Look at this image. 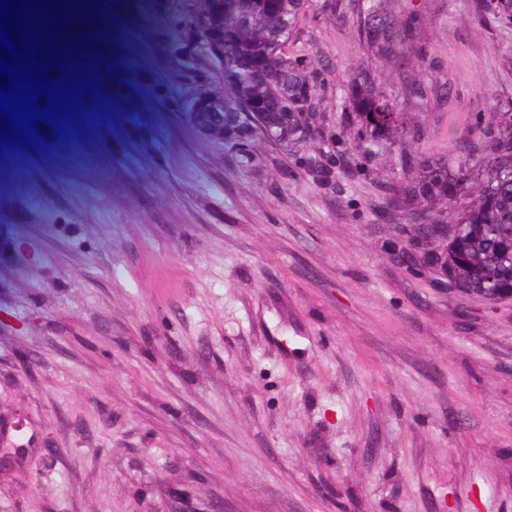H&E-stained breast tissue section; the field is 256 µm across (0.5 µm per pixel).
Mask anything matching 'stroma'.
<instances>
[{
  "label": "stroma",
  "mask_w": 512,
  "mask_h": 512,
  "mask_svg": "<svg viewBox=\"0 0 512 512\" xmlns=\"http://www.w3.org/2000/svg\"><path fill=\"white\" fill-rule=\"evenodd\" d=\"M118 2L150 40L108 45L111 108L26 152L30 184L0 156V512H512V302L396 259L401 155L452 154L512 103V22L386 0L418 28L382 61L356 0H307L293 147L202 134L226 90L190 17ZM352 69L401 112L375 157Z\"/></svg>",
  "instance_id": "1"
}]
</instances>
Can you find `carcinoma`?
<instances>
[{
	"instance_id": "obj_1",
	"label": "carcinoma",
	"mask_w": 512,
	"mask_h": 512,
	"mask_svg": "<svg viewBox=\"0 0 512 512\" xmlns=\"http://www.w3.org/2000/svg\"><path fill=\"white\" fill-rule=\"evenodd\" d=\"M383 0H358L367 47L377 56L398 58L414 38L415 27L396 23ZM305 0H224V13L211 18L224 25L227 95L217 108L229 114L282 112L288 127L271 132L281 142L301 144L307 136L305 116L312 106L310 73L285 47ZM351 110L362 132L358 149L365 156L387 143L393 128L376 122L378 112L395 104L378 94L369 78L347 83ZM412 177L401 189L417 224H451L448 274L462 288L512 289V114H501L479 143L465 142L454 158L408 157Z\"/></svg>"
}]
</instances>
